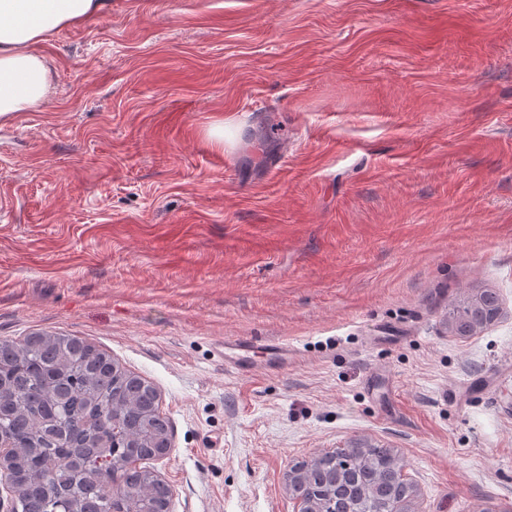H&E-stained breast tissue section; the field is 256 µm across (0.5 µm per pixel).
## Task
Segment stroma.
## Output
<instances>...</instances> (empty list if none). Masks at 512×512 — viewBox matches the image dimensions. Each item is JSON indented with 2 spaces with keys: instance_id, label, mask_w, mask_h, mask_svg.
<instances>
[{
  "instance_id": "35a3bbf8",
  "label": "stroma",
  "mask_w": 512,
  "mask_h": 512,
  "mask_svg": "<svg viewBox=\"0 0 512 512\" xmlns=\"http://www.w3.org/2000/svg\"><path fill=\"white\" fill-rule=\"evenodd\" d=\"M41 51L48 101L0 123V340L156 388L170 512H296L291 467L354 443L406 512H512V0H109ZM498 295L490 290L484 291L480 302L474 304L469 298L459 299L448 313V325L458 336H470L478 329L495 321L500 315ZM480 314L482 319L477 318ZM482 322L477 329L474 326Z\"/></svg>"
}]
</instances>
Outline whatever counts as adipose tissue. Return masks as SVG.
<instances>
[{
    "mask_svg": "<svg viewBox=\"0 0 512 512\" xmlns=\"http://www.w3.org/2000/svg\"><path fill=\"white\" fill-rule=\"evenodd\" d=\"M105 7L106 0H0V120L48 100L52 64L40 45Z\"/></svg>",
    "mask_w": 512,
    "mask_h": 512,
    "instance_id": "ef3b65f1",
    "label": "adipose tissue"
}]
</instances>
